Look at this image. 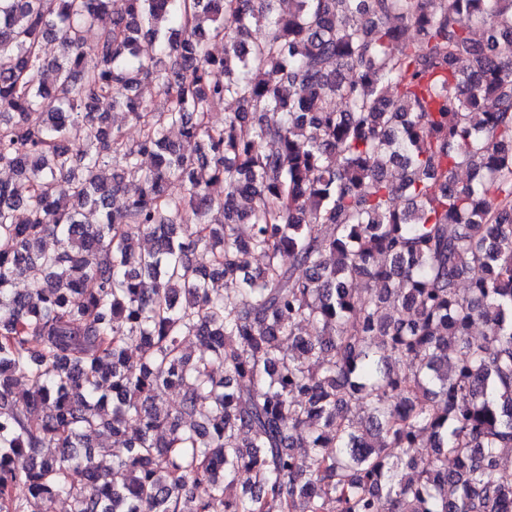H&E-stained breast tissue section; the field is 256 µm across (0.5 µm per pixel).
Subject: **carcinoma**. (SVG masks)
Masks as SVG:
<instances>
[{"instance_id": "obj_1", "label": "carcinoma", "mask_w": 512, "mask_h": 512, "mask_svg": "<svg viewBox=\"0 0 512 512\" xmlns=\"http://www.w3.org/2000/svg\"><path fill=\"white\" fill-rule=\"evenodd\" d=\"M292 3L0 0V512H512V0Z\"/></svg>"}]
</instances>
